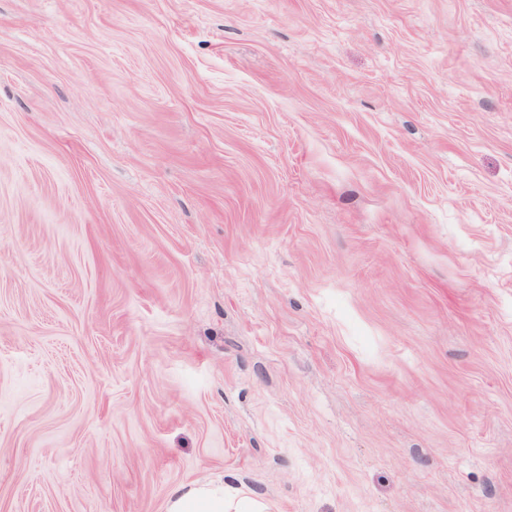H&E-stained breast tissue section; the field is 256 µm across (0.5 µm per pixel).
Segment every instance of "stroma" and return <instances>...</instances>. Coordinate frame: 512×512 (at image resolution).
Returning <instances> with one entry per match:
<instances>
[{
    "instance_id": "35a3bbf8",
    "label": "stroma",
    "mask_w": 512,
    "mask_h": 512,
    "mask_svg": "<svg viewBox=\"0 0 512 512\" xmlns=\"http://www.w3.org/2000/svg\"><path fill=\"white\" fill-rule=\"evenodd\" d=\"M512 512V0H0V512ZM231 498L232 492L225 493L224 486L178 487L171 492L167 512H230Z\"/></svg>"
}]
</instances>
